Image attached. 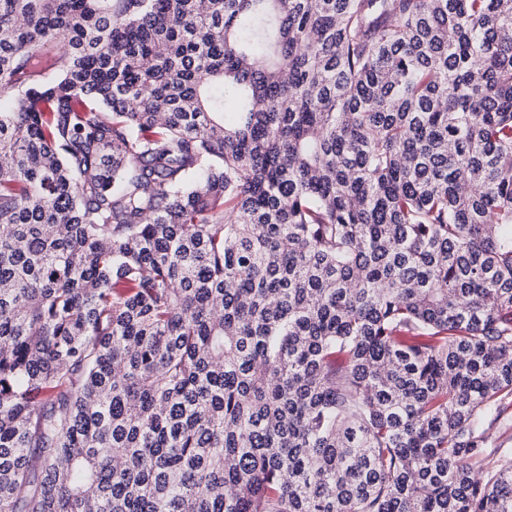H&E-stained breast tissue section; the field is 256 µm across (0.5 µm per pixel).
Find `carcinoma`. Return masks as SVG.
<instances>
[{
  "label": "carcinoma",
  "mask_w": 512,
  "mask_h": 512,
  "mask_svg": "<svg viewBox=\"0 0 512 512\" xmlns=\"http://www.w3.org/2000/svg\"><path fill=\"white\" fill-rule=\"evenodd\" d=\"M0 512H512V0H0Z\"/></svg>",
  "instance_id": "1"
}]
</instances>
